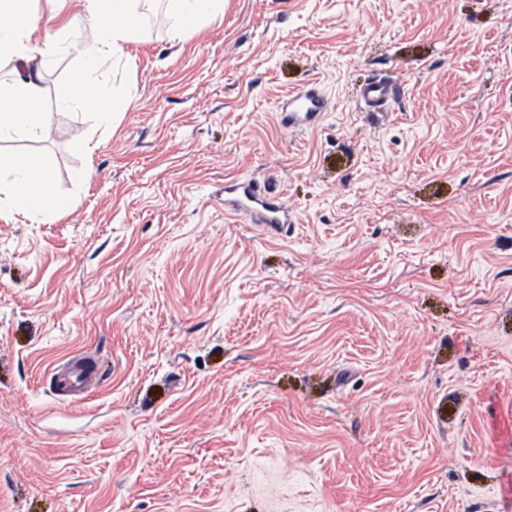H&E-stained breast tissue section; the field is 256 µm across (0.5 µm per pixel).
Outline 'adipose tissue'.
Here are the masks:
<instances>
[{
  "instance_id": "adipose-tissue-1",
  "label": "adipose tissue",
  "mask_w": 512,
  "mask_h": 512,
  "mask_svg": "<svg viewBox=\"0 0 512 512\" xmlns=\"http://www.w3.org/2000/svg\"><path fill=\"white\" fill-rule=\"evenodd\" d=\"M25 0H0V58L13 64L14 76L0 82V139H38L48 134L41 110L42 67L38 58H49L61 49L54 38L41 37L36 27L24 24ZM51 14L78 5L87 25L69 49L77 51L82 74L62 86L57 101L63 108L93 109L101 121L111 119L112 110L98 95L89 77L107 62L125 55L126 44L138 34L137 0H46ZM71 203L59 196L49 168L40 169L19 157L0 152V211L45 215L69 210Z\"/></svg>"
}]
</instances>
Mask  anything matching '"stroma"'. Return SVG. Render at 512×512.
I'll use <instances>...</instances> for the list:
<instances>
[{
	"mask_svg": "<svg viewBox=\"0 0 512 512\" xmlns=\"http://www.w3.org/2000/svg\"><path fill=\"white\" fill-rule=\"evenodd\" d=\"M125 52L113 126L58 107L61 52L51 136L0 141L73 203L0 213V512H512V0H224L178 37L149 0ZM396 94L395 87L386 80L374 79L368 83L362 92L365 104L372 108H379ZM326 109L322 94L315 88H306L288 101L284 121L288 127H313ZM235 191L237 196L230 201L233 210L258 217L278 234L290 222L288 210L280 204L278 197L262 190L256 183L242 184ZM56 386L63 391H70L95 379L92 363L77 359L72 362L67 373H55Z\"/></svg>",
	"mask_w": 512,
	"mask_h": 512,
	"instance_id": "obj_1",
	"label": "stroma"
}]
</instances>
